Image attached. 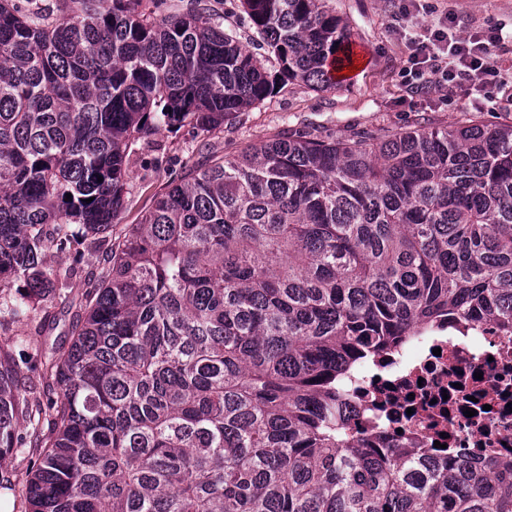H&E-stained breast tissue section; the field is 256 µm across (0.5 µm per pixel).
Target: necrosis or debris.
<instances>
[{"label":"necrosis or debris","instance_id":"1","mask_svg":"<svg viewBox=\"0 0 512 512\" xmlns=\"http://www.w3.org/2000/svg\"><path fill=\"white\" fill-rule=\"evenodd\" d=\"M339 387L349 434L421 455L512 457L511 328L434 323L392 352L355 363ZM469 407L474 416H466Z\"/></svg>","mask_w":512,"mask_h":512}]
</instances>
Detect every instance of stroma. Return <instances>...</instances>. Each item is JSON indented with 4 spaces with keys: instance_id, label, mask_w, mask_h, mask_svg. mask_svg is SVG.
<instances>
[{
    "instance_id": "stroma-1",
    "label": "stroma",
    "mask_w": 512,
    "mask_h": 512,
    "mask_svg": "<svg viewBox=\"0 0 512 512\" xmlns=\"http://www.w3.org/2000/svg\"><path fill=\"white\" fill-rule=\"evenodd\" d=\"M327 8L346 24L350 40L360 51L359 72L324 91L288 83L262 104L239 112L224 128L197 133L191 127L161 129L140 139L129 158L126 205L112 228L120 239L139 223L155 198L191 165L224 157L259 141L305 131L347 141L363 133L388 135L421 126H448L466 120L485 124L512 122V90L493 98L445 101L442 92L415 95L401 82L410 47L393 30V17L405 0H326ZM409 8V7H406ZM406 18L409 32H421L445 13H453L461 31L494 22L512 29V0H414ZM82 264L56 250L46 253L48 265L63 284V293L51 301H33L20 313L0 310V347L12 353L18 369L17 392L32 410L45 408L49 398L35 366L44 352L65 342L72 321V298L81 296L108 267L105 248L85 241Z\"/></svg>"
}]
</instances>
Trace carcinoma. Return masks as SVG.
I'll return each instance as SVG.
<instances>
[{
    "mask_svg": "<svg viewBox=\"0 0 512 512\" xmlns=\"http://www.w3.org/2000/svg\"><path fill=\"white\" fill-rule=\"evenodd\" d=\"M143 2L0 0V294L54 299L45 252L112 236L141 138L352 62L324 0H242L249 44L200 0ZM107 260L41 363L48 432H17L0 354V489L37 456L21 512H512L511 459L352 439L337 386L438 320L512 327V123L259 142L172 181ZM35 460V454L32 455V451L29 453L28 448L23 449L17 453L14 452L11 460V468L18 480V485L16 486L17 495H19V493L21 494V490L24 487L27 475L31 470Z\"/></svg>",
    "mask_w": 512,
    "mask_h": 512,
    "instance_id": "1",
    "label": "carcinoma"
}]
</instances>
